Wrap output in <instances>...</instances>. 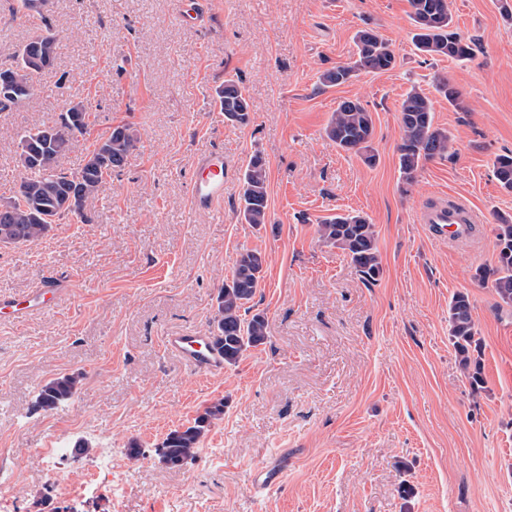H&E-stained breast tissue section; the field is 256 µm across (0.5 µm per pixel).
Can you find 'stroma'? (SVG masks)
Masks as SVG:
<instances>
[{
  "label": "stroma",
  "mask_w": 512,
  "mask_h": 512,
  "mask_svg": "<svg viewBox=\"0 0 512 512\" xmlns=\"http://www.w3.org/2000/svg\"><path fill=\"white\" fill-rule=\"evenodd\" d=\"M0 0V66L50 21L54 67L19 108L0 112V203L25 176L18 136L50 124L82 98L90 136L63 158L82 167L93 137L121 123L141 142L102 186L87 223L64 218L33 244H0V295L20 296L44 275L64 283L57 308L19 325L0 322V482L11 512H512V307L477 267L497 262L495 212L512 191L493 173L512 153V0H452V28L468 61L414 47L409 0H47L45 20L12 16ZM370 28L393 69L326 87L320 75L356 58ZM462 93L457 110L437 78ZM252 103L238 127L214 104L226 79ZM431 97L451 158L425 163L402 190L400 105ZM359 99L374 121L375 165L337 148L325 128L339 101ZM224 150V216L194 211L192 162ZM261 153L269 172L265 226L240 222L243 172ZM465 199L483 218L472 244L430 238L417 212L428 198ZM356 211L375 225L383 273L363 278L317 232ZM266 255L252 306L268 341L223 375L200 378L165 352L162 336L207 331L240 252ZM466 293L482 340V388H472L448 336V303ZM80 380L68 405L34 411L39 384ZM195 459L164 464L166 435L214 402ZM85 443L68 455L69 486L45 465L57 437ZM112 445L119 463L100 472ZM280 471L254 491V469Z\"/></svg>",
  "instance_id": "obj_1"
}]
</instances>
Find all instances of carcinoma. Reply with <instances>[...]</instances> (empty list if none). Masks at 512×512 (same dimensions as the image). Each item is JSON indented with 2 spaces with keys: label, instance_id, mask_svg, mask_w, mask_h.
Segmentation results:
<instances>
[{
  "label": "carcinoma",
  "instance_id": "1",
  "mask_svg": "<svg viewBox=\"0 0 512 512\" xmlns=\"http://www.w3.org/2000/svg\"><path fill=\"white\" fill-rule=\"evenodd\" d=\"M415 47L429 56L464 61L471 58V47L450 30L452 17L449 0H410ZM358 58L352 65L337 66L320 76L325 86H338L356 78L360 72L381 73L392 69L396 58L390 45L378 34L361 29L355 35ZM59 42L50 27L20 46L13 63L0 68V79L8 78L15 96L0 97V111L22 105L31 95L32 77L54 65ZM435 90L448 104L462 109L459 90L447 79L438 81ZM215 103L225 119L238 125L250 124L252 106L239 84L233 80L215 91ZM401 143L398 147L400 179L414 182L424 163L448 155V131L434 125L430 98L411 90L401 102ZM91 111L83 100L65 103L58 119L24 131L19 138L18 163L28 176L13 188L10 201L0 204V244L33 243L42 239L52 225L67 216L88 220L87 211L101 186L125 166L128 156L140 142L138 129L119 124L98 137L88 150L84 164L75 173L62 167L61 160L80 137L89 134ZM327 136L343 151L355 153L373 166L376 155L372 140L374 122L357 99L342 100L332 113ZM499 183L512 191V155H500L493 162ZM269 201L268 168L256 154L243 173V192L239 215L246 224H266ZM495 246L497 263L480 267L475 278L493 288L499 300L512 306V215L497 213ZM318 234L326 243L339 249L369 281L383 272L375 225L359 212L337 214L321 221ZM266 265L265 254L257 249L240 253L232 275L217 295L211 320V334L224 354V363L234 365L251 348L268 340V321L261 313H250L249 303L261 288ZM472 315L469 296L457 293L448 303V336L459 364L472 386L483 383L480 359L481 342ZM78 380L71 375L45 381L39 388L34 410L52 411L73 400ZM224 413V404L214 403L204 409L194 423L170 432L159 454L169 466H181L196 457L212 420Z\"/></svg>",
  "mask_w": 512,
  "mask_h": 512
}]
</instances>
